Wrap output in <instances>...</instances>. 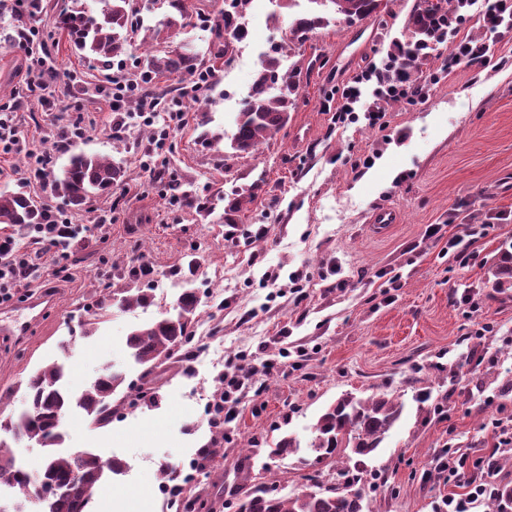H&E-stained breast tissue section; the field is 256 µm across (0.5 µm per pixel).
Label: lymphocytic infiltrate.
<instances>
[{
	"mask_svg": "<svg viewBox=\"0 0 512 512\" xmlns=\"http://www.w3.org/2000/svg\"><path fill=\"white\" fill-rule=\"evenodd\" d=\"M464 21L465 18L461 15L454 18L448 16L439 24L442 40L448 46V57L441 68L444 74L453 73L462 63L482 66L489 61L488 45L464 35ZM12 48L26 56L36 49L42 53L41 58L26 70L24 84L27 91L46 89L55 81L57 74L47 66L45 60L50 48L41 43L36 27L28 24L19 27ZM417 66L416 59L408 57L402 49L388 54L381 61L370 62L341 87L335 88L336 100L331 128H345L363 121L368 127L382 129L387 125L383 102L397 100L410 106L421 104L426 98V85L415 74ZM105 94L116 106L128 100L136 101L139 122L154 126L153 145L142 154L141 165L145 171H155L158 156L165 150L172 134L184 124V112L172 106L161 108L160 94L134 80L123 66L113 70ZM33 268L31 257L15 249L11 238L0 239L1 303L13 299L15 287L30 275ZM257 373L255 364L248 356L240 355L229 360L228 370L224 374V393L208 408L211 425H225L234 420L238 404L236 394L243 387L252 384ZM495 468L494 456H487L484 476L475 477L468 455L455 448L449 449L437 465L439 473L444 475L450 487L448 512H468L470 504L491 492L492 485L487 481L486 475Z\"/></svg>",
	"mask_w": 512,
	"mask_h": 512,
	"instance_id": "lymphocytic-infiltrate-1",
	"label": "lymphocytic infiltrate"
}]
</instances>
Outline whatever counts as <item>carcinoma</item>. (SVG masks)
<instances>
[{"label":"carcinoma","mask_w":512,"mask_h":512,"mask_svg":"<svg viewBox=\"0 0 512 512\" xmlns=\"http://www.w3.org/2000/svg\"><path fill=\"white\" fill-rule=\"evenodd\" d=\"M134 0H72V6L60 11L56 28L66 35L72 49L86 60L108 67L114 59L126 55L132 36L143 33L145 44L165 42L169 33L186 26V20L198 14L197 7L188 0H165L171 11L153 26L140 22ZM317 9L292 17L289 42L301 44L309 34L330 23L328 14L347 19L362 18L376 12L377 0H310ZM448 0H424L410 22L422 29L415 47L426 46L438 40L434 15L444 9ZM247 37V29L239 20L224 18V23L210 29L208 48L202 56L186 47L146 55L143 72L133 73L142 84L156 85L163 76L194 77L208 68V62L225 58L236 43ZM285 47L280 45L260 62L255 89L250 94V109L238 112L236 131L230 139L232 154L252 156L260 147L288 123L289 112L296 106L295 75L282 68L281 57ZM124 169L113 161L84 152L74 153L68 163L53 175L52 192L68 206L81 210L92 198L109 195L122 183ZM223 196H184V205L198 212L217 207ZM58 216L37 204L25 190L0 191V224L35 226L48 224ZM500 286L512 284V255L495 265L492 271ZM116 302L123 308L145 307L153 303L151 289L122 290ZM199 299L192 288L185 289L177 300L175 312H163L155 320L134 327L126 345L131 356L140 365L153 366L170 358L174 352L193 338L194 316ZM63 370L49 365L31 374L26 382L28 411L18 419L0 422V429L20 438L35 441L43 447L54 448L63 442L59 423L72 406L83 409L96 424H105L112 418V398L122 390L125 377L106 367L78 395L69 392L62 383ZM404 403L385 394L358 397L345 393L330 404L318 417L313 427L309 448L316 453V461L332 462L340 452L347 453L350 462H362L383 442L388 432L399 421ZM296 448L295 439L281 436L272 441L271 453L289 455ZM123 462L117 458L105 459L93 452L73 457L52 452L43 467V478L56 485L76 483L96 490L106 473L118 474ZM28 473L16 466L7 452H0V482L22 483ZM358 480L348 478L328 486L315 484L313 490H300L288 496L269 495L256 488L244 496L238 512H363V495L356 488ZM45 512H76V498L59 495L43 502Z\"/></svg>","instance_id":"1"}]
</instances>
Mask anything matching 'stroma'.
<instances>
[{
  "instance_id": "stroma-1",
  "label": "stroma",
  "mask_w": 512,
  "mask_h": 512,
  "mask_svg": "<svg viewBox=\"0 0 512 512\" xmlns=\"http://www.w3.org/2000/svg\"><path fill=\"white\" fill-rule=\"evenodd\" d=\"M384 2L369 17L336 18L288 49L297 106L258 154L240 158L224 144L208 145L202 132L233 134L241 93L262 55L285 43L288 32L276 0H258L247 12L249 35L232 68L220 71L163 155L166 175L201 196L261 184L258 198L229 219L220 207L209 214L186 210L165 180L145 172L140 157L153 127L132 119L113 132V115L98 94L110 69L71 52L55 28L63 0H43L35 24L54 43L50 63L59 71L46 94L89 126L71 149L58 148L51 135L58 114L34 100L16 114L18 135L50 156L53 168L85 152L121 163L125 174L112 195L70 213L77 237L61 261L40 252L31 233L0 224V236L40 254L10 314L25 316L34 294L55 297L26 336L0 335V414H19L24 382L53 363L64 365L75 393L106 367L124 371L133 387L150 384L156 401L138 402L107 425H93L78 408L62 419L67 451L94 450L129 464L125 476L99 485L90 512H165L156 491L160 472H180L189 463L209 473L201 485L183 489L184 498L205 503L204 512H237L242 489L271 480L285 494L299 489L302 475L329 473L312 461L307 445L321 411L346 392L405 404L360 473L364 512H446L449 488L435 470L436 457L451 445L486 457L495 421L512 417V391L500 390L512 380V288L495 287L491 273L501 251L512 252V221L503 218L512 212V31L492 36L467 20L465 33L490 46L486 66L459 65L430 85L419 106L385 102L386 129L361 123L331 129L326 95L403 40L419 0ZM17 25L1 7L5 101L23 90L21 56L9 40ZM228 84L239 97H225ZM367 155L371 165L354 170ZM23 170L19 155L0 157V189L21 188L64 210L49 182L22 180ZM383 205L394 207L399 221L378 229L370 216ZM431 224L459 237L457 252L470 256L466 266H459L457 252L443 253L426 238ZM471 224L487 225L486 236H469ZM144 265L148 277L132 282L131 269ZM269 271L278 273L277 282L266 280ZM298 271L299 290L290 283ZM395 274L402 286L384 300L381 285ZM134 284L153 289L158 301L130 309L111 301V293ZM186 288L201 298L189 345L194 357L175 353L145 374L131 363L126 337L174 309ZM472 289L480 292L473 308L460 302ZM92 314L97 326L88 337L83 322ZM484 323L491 331L476 335ZM237 354L254 360L258 382L242 392L237 418L217 433L203 408L222 389L224 359ZM426 391L430 400L417 402ZM282 434L296 437L299 451L269 457L265 438ZM202 448L208 457L199 456Z\"/></svg>"
}]
</instances>
